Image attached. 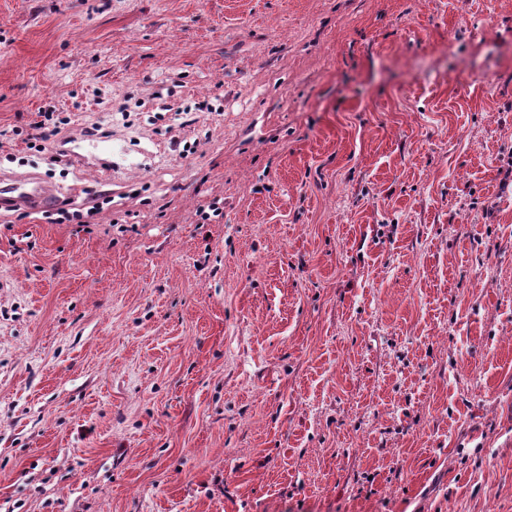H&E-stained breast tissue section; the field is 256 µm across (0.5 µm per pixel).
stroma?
I'll return each instance as SVG.
<instances>
[{
  "label": "stroma",
  "mask_w": 512,
  "mask_h": 512,
  "mask_svg": "<svg viewBox=\"0 0 512 512\" xmlns=\"http://www.w3.org/2000/svg\"><path fill=\"white\" fill-rule=\"evenodd\" d=\"M511 165L512 0H0V512H512ZM60 198L57 187L34 175L0 179V209L49 210Z\"/></svg>",
  "instance_id": "1"
}]
</instances>
